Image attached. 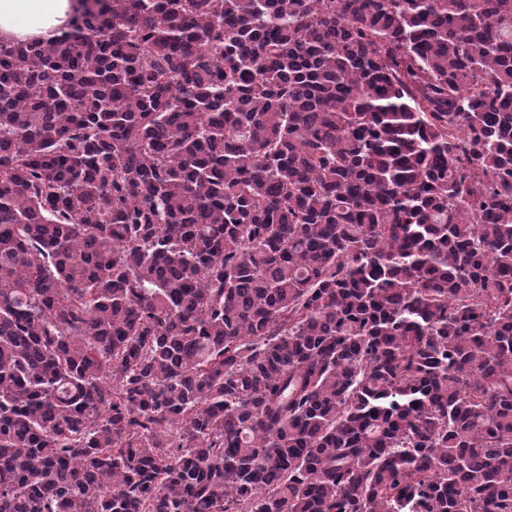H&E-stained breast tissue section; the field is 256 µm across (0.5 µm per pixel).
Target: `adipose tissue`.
I'll list each match as a JSON object with an SVG mask.
<instances>
[{"label": "adipose tissue", "instance_id": "ef3b65f1", "mask_svg": "<svg viewBox=\"0 0 512 512\" xmlns=\"http://www.w3.org/2000/svg\"><path fill=\"white\" fill-rule=\"evenodd\" d=\"M79 7V0H0V40L52 41Z\"/></svg>", "mask_w": 512, "mask_h": 512}]
</instances>
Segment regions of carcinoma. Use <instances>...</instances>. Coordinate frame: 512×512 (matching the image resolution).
I'll return each instance as SVG.
<instances>
[{"mask_svg":"<svg viewBox=\"0 0 512 512\" xmlns=\"http://www.w3.org/2000/svg\"><path fill=\"white\" fill-rule=\"evenodd\" d=\"M0 41V512H512V0H89Z\"/></svg>","mask_w":512,"mask_h":512,"instance_id":"carcinoma-1","label":"carcinoma"}]
</instances>
